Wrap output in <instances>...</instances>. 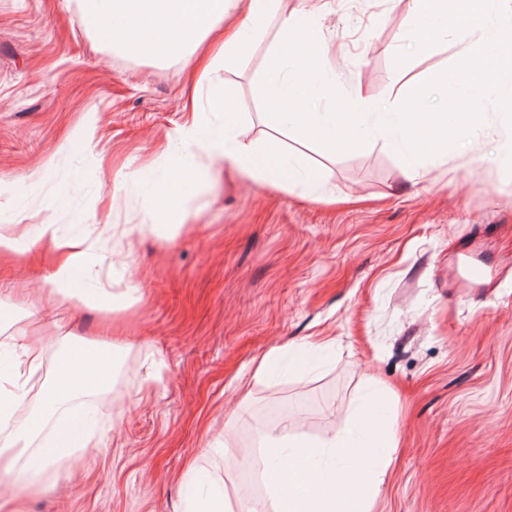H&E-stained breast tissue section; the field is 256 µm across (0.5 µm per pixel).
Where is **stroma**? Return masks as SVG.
I'll use <instances>...</instances> for the list:
<instances>
[{
	"mask_svg": "<svg viewBox=\"0 0 512 512\" xmlns=\"http://www.w3.org/2000/svg\"><path fill=\"white\" fill-rule=\"evenodd\" d=\"M284 0L312 14L326 37L337 91L360 86L376 102L408 80L448 70L469 78L467 45L450 37L405 50L409 0ZM276 31L223 71L259 140L258 88ZM183 64L133 59L86 29L78 0H0V220L47 219L89 232L100 287L137 286L141 300L114 312L74 308L44 294L45 269L0 271L16 287L14 312L43 335L72 340L113 322L137 347L114 354L109 391L95 396L98 447L17 490L24 512H185L194 475L223 483L231 512L240 489L263 484L253 460L269 427L258 413L290 408V427L313 440L353 418L368 376L391 387L380 422L396 421L389 476L375 512H512V115L488 96L470 136L422 159L410 179L392 147L327 152L285 136L317 167L321 191L240 177L202 183L188 229L128 243L150 223L145 166L167 165L160 146L192 119ZM94 126L90 150L58 153L63 132ZM36 187L28 176L49 156ZM129 180L121 199L112 181ZM64 206H54L59 190ZM485 264L470 282L462 259ZM334 338L333 351L303 348ZM291 345L261 383L253 365Z\"/></svg>",
	"mask_w": 512,
	"mask_h": 512,
	"instance_id": "stroma-1",
	"label": "stroma"
}]
</instances>
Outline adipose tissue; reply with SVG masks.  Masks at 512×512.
Here are the masks:
<instances>
[{
	"label": "adipose tissue",
	"instance_id": "ef3b65f1",
	"mask_svg": "<svg viewBox=\"0 0 512 512\" xmlns=\"http://www.w3.org/2000/svg\"><path fill=\"white\" fill-rule=\"evenodd\" d=\"M245 18L230 23L231 0H80L83 21L96 38L131 58L183 59L191 66L194 91L204 92L193 119L169 138V154L179 162L165 172L148 169L142 182L156 226L184 228L187 202L200 176L213 162L234 177L312 185L317 173L288 153L280 135L290 131L299 141H319L331 152L357 151L383 141L396 151L410 179L423 178L421 156L447 152L466 135L478 116L488 88L498 75L512 69V9L507 0H410L407 40L417 52L428 51L447 34L466 42L477 62L467 85L454 73L440 71L430 84L442 88L441 109H420L424 86L407 81L396 98L378 105L360 87L337 93L327 71L328 53L321 33L309 16L281 12L278 0H242ZM278 29L267 72L259 86L266 127L263 139L244 141L242 114L221 70L253 46L270 16ZM326 106L309 111L311 102ZM26 257L46 262L48 282L79 302L95 303L111 312L139 300L137 289L113 294L95 284L93 244L81 233L61 232L48 221L8 224L0 230V261ZM131 338L116 336L104 326L101 336L84 342L63 341L51 377L39 393L29 383L45 363L43 345L31 342L26 329L11 338L16 355L0 366V502L11 503L18 461L30 456L39 472L89 447L94 434L82 405L85 398L106 392L112 384L114 349H130Z\"/></svg>",
	"mask_w": 512,
	"mask_h": 512
}]
</instances>
